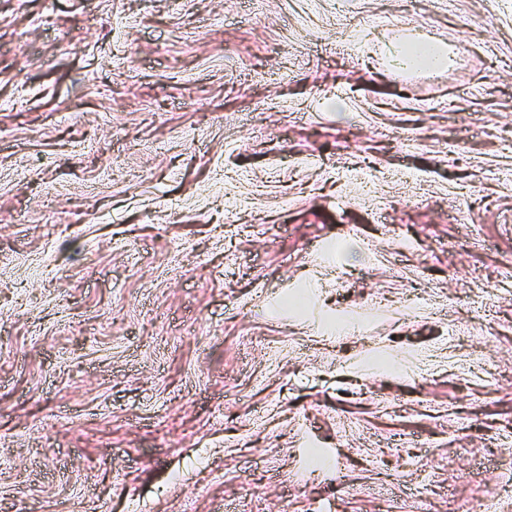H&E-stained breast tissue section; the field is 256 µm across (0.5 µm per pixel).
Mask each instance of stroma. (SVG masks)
Wrapping results in <instances>:
<instances>
[{
	"label": "stroma",
	"instance_id": "stroma-1",
	"mask_svg": "<svg viewBox=\"0 0 512 512\" xmlns=\"http://www.w3.org/2000/svg\"><path fill=\"white\" fill-rule=\"evenodd\" d=\"M508 263L512 0H0V512H512ZM421 46H429L433 50V55L430 60L425 62L424 64H420L417 59L411 54V51L421 47ZM441 48L442 45L435 43H420L414 42L411 44L408 49L399 48L398 49V62L399 65L403 69H410L412 71H416L418 69H433L436 67H440L443 65L442 56H441Z\"/></svg>",
	"mask_w": 512,
	"mask_h": 512
}]
</instances>
